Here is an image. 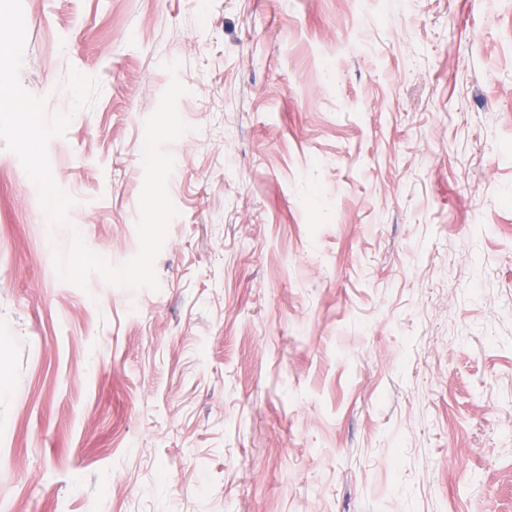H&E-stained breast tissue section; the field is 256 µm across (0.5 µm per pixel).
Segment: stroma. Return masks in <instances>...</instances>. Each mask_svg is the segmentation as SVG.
<instances>
[{
	"instance_id": "35a3bbf8",
	"label": "stroma",
	"mask_w": 512,
	"mask_h": 512,
	"mask_svg": "<svg viewBox=\"0 0 512 512\" xmlns=\"http://www.w3.org/2000/svg\"><path fill=\"white\" fill-rule=\"evenodd\" d=\"M50 227L0 145V512H512V0H23ZM174 62L176 73L164 65ZM158 290L139 249L171 79Z\"/></svg>"
}]
</instances>
